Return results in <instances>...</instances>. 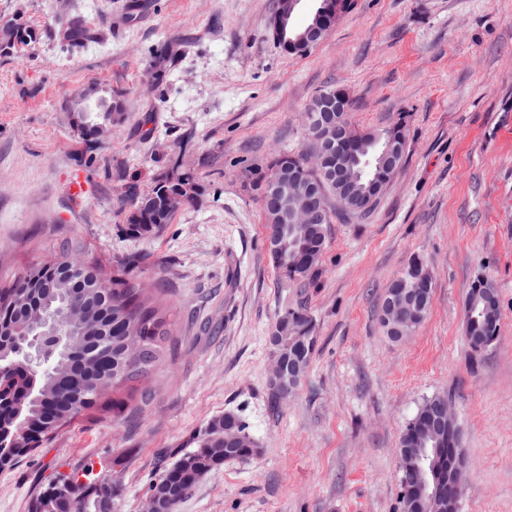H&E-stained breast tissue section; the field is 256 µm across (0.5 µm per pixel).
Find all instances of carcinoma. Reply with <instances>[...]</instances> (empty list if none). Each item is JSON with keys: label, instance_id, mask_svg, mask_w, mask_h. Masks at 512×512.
Segmentation results:
<instances>
[{"label": "carcinoma", "instance_id": "obj_1", "mask_svg": "<svg viewBox=\"0 0 512 512\" xmlns=\"http://www.w3.org/2000/svg\"><path fill=\"white\" fill-rule=\"evenodd\" d=\"M351 8V0H319L316 11L325 23L321 42L339 18ZM33 33L24 25L7 29L0 52L27 45ZM341 100L342 142L340 153L317 168L305 164L307 154L321 153L336 143V121L305 127L306 143L297 152L276 156L266 166L249 170L256 190L278 198V205H263L266 251L280 277L293 284L316 281L322 275L327 250V229L332 223L329 199L346 210L369 208L384 192L402 164L404 154L379 157L386 145L405 149L407 129L399 120L380 129H358L349 118L352 101L343 88L329 86L318 94ZM124 103L82 94L74 108L75 123L85 137H96L101 125L120 122ZM315 185L321 192L324 217L316 224H300V205L276 196L277 181ZM198 194L190 177H159L147 192L130 197L126 215L132 237L156 234ZM82 263L83 274L73 265ZM142 263L136 253L112 258V277L105 285L94 279L100 257L80 238H64L60 248L43 263L27 267L0 283V365L9 371L0 376V456L14 460L29 457L62 433L78 416L114 415L130 405L139 387L161 363L164 344L173 335L174 321L162 300L142 288L135 270ZM433 276L428 264L415 257L389 283L383 302L397 297L411 304L407 319L395 323L380 309V324L394 340L411 335L427 318L431 306ZM500 302L492 282L479 276L468 291L464 331L472 351L498 337ZM273 352L285 373L272 384V397L296 387L305 376L315 351L317 336L313 318L304 309L287 308L271 332ZM448 397L426 400L403 428L397 450L401 491L414 490L420 481L418 459L412 448H434L437 477L448 481V455H458L459 431L453 420L432 429L430 406ZM195 447L178 455L150 485L161 512H177L196 485L214 468L257 453L248 424L233 412L212 420L193 438ZM74 471L53 481L40 493L32 512H99L102 476L94 483Z\"/></svg>", "mask_w": 512, "mask_h": 512}]
</instances>
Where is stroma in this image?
Listing matches in <instances>:
<instances>
[{
    "label": "stroma",
    "instance_id": "1",
    "mask_svg": "<svg viewBox=\"0 0 512 512\" xmlns=\"http://www.w3.org/2000/svg\"><path fill=\"white\" fill-rule=\"evenodd\" d=\"M276 5L0 0V30L36 34L0 53V281L74 235L106 256L145 255L138 275L175 321L146 397L77 418L0 469V512H29L50 478L80 468L119 483L114 512H145L154 478L227 412L258 451L206 475L178 512H398L401 432L443 393L468 463L460 512H512V0H352L303 55L274 43ZM74 20L79 44L59 36ZM328 85L349 91L358 127L405 114L407 145L378 202L329 225L323 275L301 287L269 261L247 169L302 147L304 109ZM83 90L125 102L124 121L94 141L73 123ZM172 170L200 186L198 201L130 237L125 187L146 192ZM415 255L433 273L431 310L394 342L378 310ZM481 275L498 290L501 329L476 354L463 305ZM290 307L315 319L318 341L275 404L269 336Z\"/></svg>",
    "mask_w": 512,
    "mask_h": 512
}]
</instances>
